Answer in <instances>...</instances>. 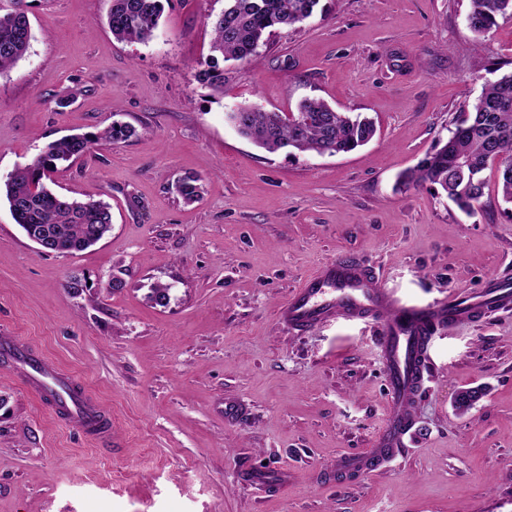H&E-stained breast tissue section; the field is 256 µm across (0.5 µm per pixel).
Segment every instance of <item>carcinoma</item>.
Masks as SVG:
<instances>
[{
    "label": "carcinoma",
    "mask_w": 512,
    "mask_h": 512,
    "mask_svg": "<svg viewBox=\"0 0 512 512\" xmlns=\"http://www.w3.org/2000/svg\"><path fill=\"white\" fill-rule=\"evenodd\" d=\"M319 0H224V10L212 21L210 55L196 73L199 83L224 90L219 61H243L267 45L276 29L309 19ZM164 11V0H110L107 14L112 36L119 41L145 42L151 38ZM512 19V0H473L469 28L484 34L497 18ZM28 0H10L0 13V75L12 69L28 52L31 41ZM236 132L256 146L280 150L348 153L375 135L374 122L360 114L339 112L319 99H304L295 112H270L240 106L227 113ZM121 123L97 134H77L48 144L29 164L16 168L3 191L14 221L29 238L50 240V252L74 254L101 241L110 231L112 212L103 201H82L51 190L46 181L58 166L91 154L95 145L116 144L134 135ZM496 167L504 202L512 204V71L488 83L475 103L464 110L444 142L438 143L399 182L430 184L441 189L459 209L470 213L484 195V172ZM200 178L178 180V195L187 203L200 199Z\"/></svg>",
    "instance_id": "carcinoma-1"
}]
</instances>
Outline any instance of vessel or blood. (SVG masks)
Listing matches in <instances>:
<instances>
[{"label":"vessel or blood","mask_w":512,"mask_h":512,"mask_svg":"<svg viewBox=\"0 0 512 512\" xmlns=\"http://www.w3.org/2000/svg\"><path fill=\"white\" fill-rule=\"evenodd\" d=\"M510 309L512 280L507 278L490 279L476 293L464 291L421 306L378 287L370 270L353 258L330 261L307 275L280 305L279 323L296 332L340 319L378 323L376 344L388 382L387 410L372 448L339 458L337 469L364 476L401 453L425 381L431 331ZM1 352L16 358L30 387L57 406L74 426L99 437L110 434L97 403L79 391L70 376L48 361L30 359L28 347L17 337L0 336Z\"/></svg>","instance_id":"vessel-or-blood-1"}]
</instances>
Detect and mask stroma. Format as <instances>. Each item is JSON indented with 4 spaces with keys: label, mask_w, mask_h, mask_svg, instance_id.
<instances>
[{
    "label": "stroma",
    "mask_w": 512,
    "mask_h": 512,
    "mask_svg": "<svg viewBox=\"0 0 512 512\" xmlns=\"http://www.w3.org/2000/svg\"><path fill=\"white\" fill-rule=\"evenodd\" d=\"M320 5L225 62L218 94L195 75L224 0H167L145 43L113 38L108 0H29L30 48L0 76V180L64 136L135 134L54 176L110 204L94 247L40 251L0 198V333L73 376L112 425L87 436L0 359V512H512V310L435 332L404 451L364 477L336 460L371 448L384 417L376 325L295 334L276 317L342 255L420 305L512 279L495 171L470 215L397 185L512 60V19L478 37L472 0ZM307 97L372 117L375 137L332 157L268 153L226 118ZM188 175L203 186L192 204L173 188ZM158 284L167 305L150 299ZM474 386L485 396L459 412ZM228 399L241 417L225 418Z\"/></svg>",
    "instance_id": "stroma-1"
}]
</instances>
